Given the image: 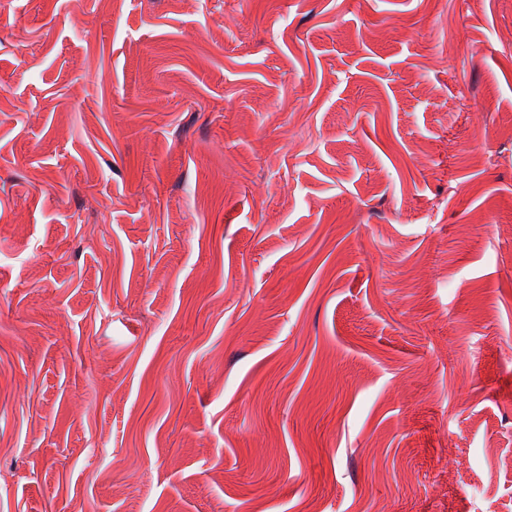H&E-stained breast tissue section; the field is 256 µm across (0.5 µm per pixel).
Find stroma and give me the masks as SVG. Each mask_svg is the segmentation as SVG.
<instances>
[{
  "label": "stroma",
  "instance_id": "stroma-1",
  "mask_svg": "<svg viewBox=\"0 0 512 512\" xmlns=\"http://www.w3.org/2000/svg\"><path fill=\"white\" fill-rule=\"evenodd\" d=\"M0 512H512V0H0Z\"/></svg>",
  "mask_w": 512,
  "mask_h": 512
}]
</instances>
